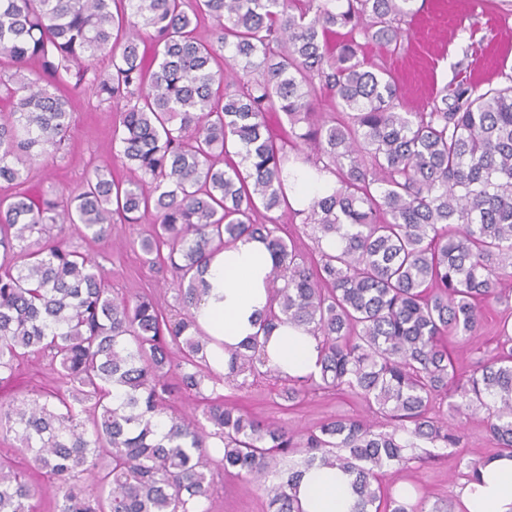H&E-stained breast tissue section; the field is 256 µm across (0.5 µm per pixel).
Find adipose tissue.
I'll return each instance as SVG.
<instances>
[{"label":"adipose tissue","instance_id":"1","mask_svg":"<svg viewBox=\"0 0 512 512\" xmlns=\"http://www.w3.org/2000/svg\"><path fill=\"white\" fill-rule=\"evenodd\" d=\"M275 264L265 242L245 236L210 256L203 278L208 291L194 311L199 327L213 339L208 358L228 370L230 352L255 336L276 287ZM268 367L283 378L318 374L320 339L309 328L278 325L266 344ZM301 512H351V479L336 468L305 471L290 491ZM456 512H512V458L500 457L481 470L477 482L457 487Z\"/></svg>","mask_w":512,"mask_h":512}]
</instances>
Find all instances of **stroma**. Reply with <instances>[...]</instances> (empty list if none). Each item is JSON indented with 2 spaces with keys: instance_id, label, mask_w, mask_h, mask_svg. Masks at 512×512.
<instances>
[{
  "instance_id": "35a3bbf8",
  "label": "stroma",
  "mask_w": 512,
  "mask_h": 512,
  "mask_svg": "<svg viewBox=\"0 0 512 512\" xmlns=\"http://www.w3.org/2000/svg\"><path fill=\"white\" fill-rule=\"evenodd\" d=\"M418 11L408 20L402 49L387 53L368 45L365 60L385 67L397 77L404 103L416 112L430 111L434 100L458 82L493 83L512 74V7L504 0H417ZM71 136L60 152L38 161L28 175L31 195L56 191L68 195L95 166L107 163L115 122L114 107L99 102L91 86H84L71 99ZM152 231L151 224H116L112 236L94 241L72 236L82 252L96 259L113 295L154 297L160 305L175 303L173 274L164 264L148 267L138 245ZM483 328L474 336L452 337L448 349L460 371L488 362L496 354L494 330L507 316L505 306L490 303L480 308ZM57 385V374L48 355L36 353L22 360L10 388L18 397L34 398ZM283 381L262 379L242 390L224 387L223 394L241 411L304 430L331 417L366 414L365 403L348 392L308 389L297 405L280 397ZM448 421L461 428L464 438L457 448L441 450L426 463L415 462L404 470H387L385 485H410L422 498L426 512L437 505H454V489L465 479L467 462L493 453L480 416L449 412ZM214 512H266L263 488L245 477L216 473Z\"/></svg>"
}]
</instances>
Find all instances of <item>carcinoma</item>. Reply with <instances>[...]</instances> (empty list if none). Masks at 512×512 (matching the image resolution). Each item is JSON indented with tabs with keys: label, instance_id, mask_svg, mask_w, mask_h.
Masks as SVG:
<instances>
[{
	"label": "carcinoma",
	"instance_id": "obj_1",
	"mask_svg": "<svg viewBox=\"0 0 512 512\" xmlns=\"http://www.w3.org/2000/svg\"><path fill=\"white\" fill-rule=\"evenodd\" d=\"M414 2L0 0V54L13 67L0 78V183L18 186L0 198V383L34 352L50 355L60 382L43 398H0V436L52 476L54 512H212L214 468L264 484L268 512H299L288 490L320 467L354 476L353 512H425L381 477L431 455L423 442L458 447L437 404L451 386L512 457V324L499 323L494 360L465 376L448 350V337L478 332L480 306L500 301L512 274V75L409 111L397 78L359 53L365 41L398 50ZM87 82L121 105L110 152L132 178L104 164L65 199L33 197L24 173L70 137L60 90ZM317 88L339 115L317 113ZM276 112L288 121L280 135ZM292 159L338 183L293 212L316 242H341L313 262L271 216L286 206ZM146 217L145 263L165 248L175 274L170 314L151 297L112 296L97 262L67 242ZM244 235L268 241L284 281L264 335L288 322L321 337L318 378L291 381L283 399L309 384L350 391L382 426L334 417L295 431L217 393L275 375L257 336L215 373L192 313L207 258ZM179 390L198 406L176 411ZM290 455L300 461L284 470ZM40 496L0 457V512H36Z\"/></svg>",
	"mask_w": 512,
	"mask_h": 512
}]
</instances>
